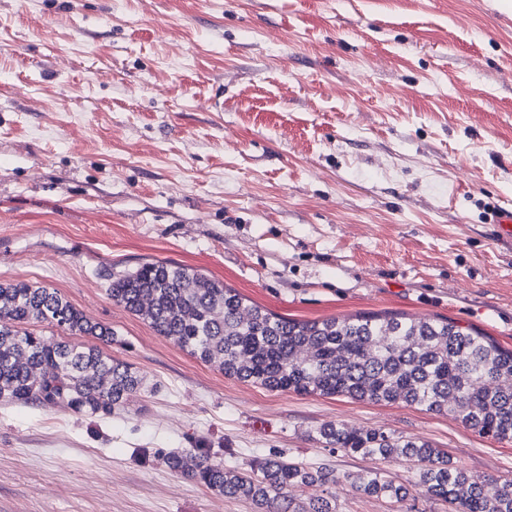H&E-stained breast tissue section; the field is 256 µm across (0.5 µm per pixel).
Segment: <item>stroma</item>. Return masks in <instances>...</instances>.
<instances>
[{"label":"stroma","mask_w":512,"mask_h":512,"mask_svg":"<svg viewBox=\"0 0 512 512\" xmlns=\"http://www.w3.org/2000/svg\"><path fill=\"white\" fill-rule=\"evenodd\" d=\"M512 0H0V283L57 289L144 387L109 417L0 403V512H258L181 476L193 448L409 479L331 451L342 421L512 478L452 414L225 377L105 275L199 270L299 321L392 311L512 348Z\"/></svg>","instance_id":"obj_1"}]
</instances>
